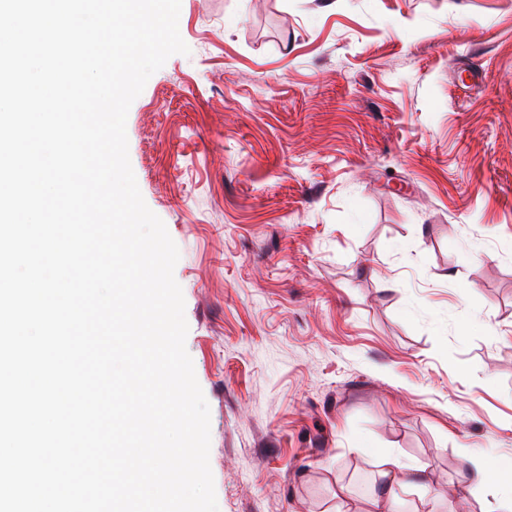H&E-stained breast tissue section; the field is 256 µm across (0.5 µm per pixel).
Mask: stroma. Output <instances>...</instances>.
Here are the masks:
<instances>
[{
    "instance_id": "35a3bbf8",
    "label": "stroma",
    "mask_w": 512,
    "mask_h": 512,
    "mask_svg": "<svg viewBox=\"0 0 512 512\" xmlns=\"http://www.w3.org/2000/svg\"><path fill=\"white\" fill-rule=\"evenodd\" d=\"M129 159L180 258L218 512L512 462V0H181Z\"/></svg>"
}]
</instances>
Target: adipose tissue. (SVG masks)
<instances>
[{
    "label": "adipose tissue",
    "mask_w": 512,
    "mask_h": 512,
    "mask_svg": "<svg viewBox=\"0 0 512 512\" xmlns=\"http://www.w3.org/2000/svg\"><path fill=\"white\" fill-rule=\"evenodd\" d=\"M378 465L384 481L382 494L358 501L349 495L345 486H337L336 497L341 502V512H391L400 494L421 480L419 472L396 453L380 451Z\"/></svg>",
    "instance_id": "obj_1"
}]
</instances>
